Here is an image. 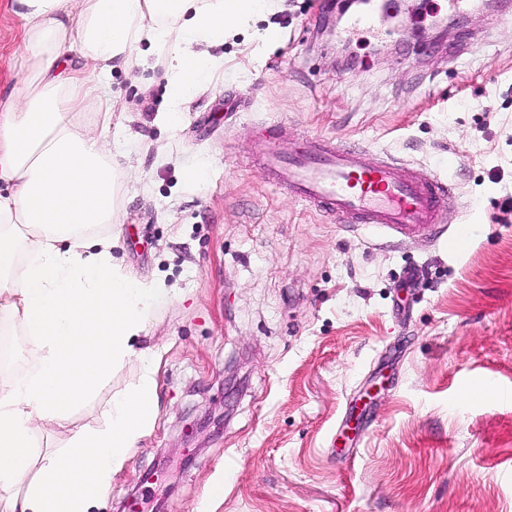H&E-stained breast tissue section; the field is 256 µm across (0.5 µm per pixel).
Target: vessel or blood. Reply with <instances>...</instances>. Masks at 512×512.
Segmentation results:
<instances>
[{
	"instance_id": "vessel-or-blood-1",
	"label": "vessel or blood",
	"mask_w": 512,
	"mask_h": 512,
	"mask_svg": "<svg viewBox=\"0 0 512 512\" xmlns=\"http://www.w3.org/2000/svg\"><path fill=\"white\" fill-rule=\"evenodd\" d=\"M263 165L275 184L334 217L374 233L410 236L442 224L453 189L442 179L393 159L365 164L361 149L325 140L281 153L266 145Z\"/></svg>"
}]
</instances>
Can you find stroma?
<instances>
[{
	"label": "stroma",
	"instance_id": "stroma-1",
	"mask_svg": "<svg viewBox=\"0 0 512 512\" xmlns=\"http://www.w3.org/2000/svg\"><path fill=\"white\" fill-rule=\"evenodd\" d=\"M341 36L343 0H272L209 54L178 126L168 51L108 80L131 188L116 257L181 299L158 305L157 413L92 512H512V0L418 33ZM354 143L454 189L441 237L345 228L275 185L270 134ZM202 181L189 178L199 160ZM472 240L453 245L457 225ZM412 287L401 288L406 268ZM128 362L74 415L97 426ZM223 415L186 435L205 409Z\"/></svg>",
	"mask_w": 512,
	"mask_h": 512
}]
</instances>
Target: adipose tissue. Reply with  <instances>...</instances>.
Masks as SVG:
<instances>
[{"instance_id":"adipose-tissue-1","label":"adipose tissue","mask_w":512,"mask_h":512,"mask_svg":"<svg viewBox=\"0 0 512 512\" xmlns=\"http://www.w3.org/2000/svg\"><path fill=\"white\" fill-rule=\"evenodd\" d=\"M267 0H5L22 22L14 85L0 98V317L18 324L24 377L0 382V493L5 512H90L157 411L156 353L145 346L164 283L127 273L117 193L124 171L83 114L102 101L112 69L145 65L142 44L169 47L177 126L194 86L219 67L202 45ZM138 383L113 393L99 428L75 429L74 411L131 358ZM68 433L63 452L37 453L39 423Z\"/></svg>"}]
</instances>
